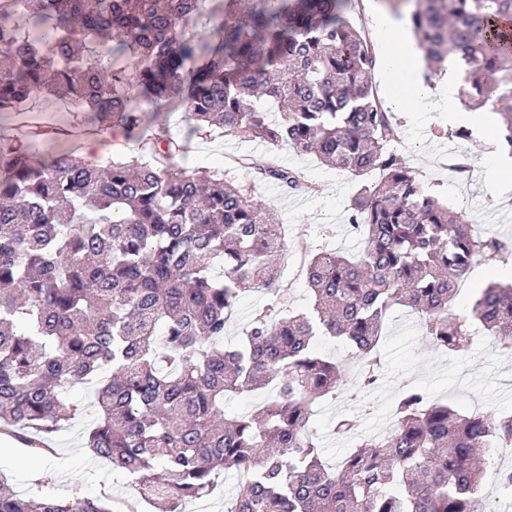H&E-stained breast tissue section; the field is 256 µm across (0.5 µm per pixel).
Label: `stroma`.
I'll list each match as a JSON object with an SVG mask.
<instances>
[{
  "mask_svg": "<svg viewBox=\"0 0 512 512\" xmlns=\"http://www.w3.org/2000/svg\"><path fill=\"white\" fill-rule=\"evenodd\" d=\"M89 121L88 113L74 111L65 101L42 98L30 111L0 116V143L23 140L29 126L39 125L45 134L35 141L37 158L47 161L62 152L80 156L84 148L69 131ZM400 121L404 137L397 152L416 170L424 186L453 210L464 212L477 232L512 238V186L489 189L486 169L490 156L483 143L474 136L465 141L449 137L447 119L436 115L408 112ZM160 125L167 126L172 138L184 146L183 155L175 156L174 161L188 169H220L227 154L246 156L253 167H259L274 155L282 165L298 169L307 181L317 185V192L289 195L275 183L254 180L250 171L231 174L236 184L280 213L291 259L322 245L341 253L357 248L346 215L359 177L286 146L240 139L219 129L194 131L186 113L177 106L163 112L145 111L144 128L151 131ZM462 154L474 165L467 175L448 167L452 156ZM380 358V380L375 389L363 391L353 370L344 378L335 399L313 407L311 425L322 440L323 456L329 464H338L364 438L386 430L394 401L408 385L462 413L475 409L512 412V351L492 347L488 338L474 340L462 353L438 350L423 335L415 318L396 308L380 340ZM70 398L82 413L53 435V454L18 457L0 452V477L18 494L47 490L65 503L98 497L105 487L115 500H135L137 492L129 479L108 463L92 458L84 446L94 409L92 388L77 386ZM342 415L355 423L352 434L344 438L332 433L335 420Z\"/></svg>",
  "mask_w": 512,
  "mask_h": 512,
  "instance_id": "35a3bbf8",
  "label": "stroma"
}]
</instances>
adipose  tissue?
Wrapping results in <instances>:
<instances>
[{
	"label": "adipose tissue",
	"mask_w": 512,
	"mask_h": 512,
	"mask_svg": "<svg viewBox=\"0 0 512 512\" xmlns=\"http://www.w3.org/2000/svg\"><path fill=\"white\" fill-rule=\"evenodd\" d=\"M364 2L371 35L381 43V90L388 107L396 112H440L449 122L465 121L487 133L493 126L492 113L478 116L460 110L452 81L434 87L421 80L422 53L406 25L395 22L378 0Z\"/></svg>",
	"instance_id": "ef3b65f1"
}]
</instances>
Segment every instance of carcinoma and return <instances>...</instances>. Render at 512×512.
I'll use <instances>...</instances> for the list:
<instances>
[{"mask_svg":"<svg viewBox=\"0 0 512 512\" xmlns=\"http://www.w3.org/2000/svg\"><path fill=\"white\" fill-rule=\"evenodd\" d=\"M211 7L201 30L189 23ZM425 56L464 68L469 109L512 100V47L497 22L512 0H404ZM354 0H0V114L37 96L67 99L96 130L140 134L143 104L177 101L200 130L284 144L376 180L352 197V257L304 255L310 304L284 285L278 215L226 176L172 164L163 131L137 157L106 165L72 153L49 162L0 145V430L37 454L78 415L69 393L92 386L85 445L121 470L148 503L180 512L237 475L228 512H495L479 494L493 445L512 442V414L461 415L419 388L395 422L323 460L312 406L336 397L346 371L379 379L377 347L395 306L420 315L432 344L462 350L484 331L512 350V282L477 289L450 311L482 255L512 256V238L472 233L441 207L393 150L402 125L372 85L376 60L347 12ZM133 67H128L127 62ZM278 103L270 113L263 100ZM261 179L316 190L276 162ZM268 295L233 341L240 291ZM319 336L347 345L321 355ZM274 387L228 417L231 393ZM0 512H134L112 497L69 506L0 486Z\"/></svg>","mask_w":512,"mask_h":512,"instance_id":"obj_1","label":"carcinoma"}]
</instances>
